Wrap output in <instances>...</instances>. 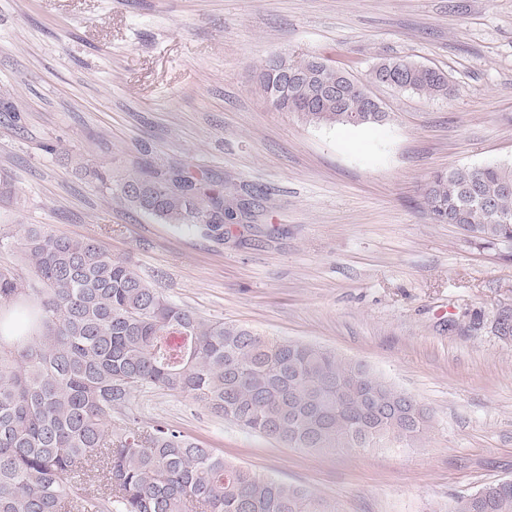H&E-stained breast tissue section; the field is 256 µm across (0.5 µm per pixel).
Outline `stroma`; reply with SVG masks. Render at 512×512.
Returning a JSON list of instances; mask_svg holds the SVG:
<instances>
[{
  "mask_svg": "<svg viewBox=\"0 0 512 512\" xmlns=\"http://www.w3.org/2000/svg\"><path fill=\"white\" fill-rule=\"evenodd\" d=\"M366 78L407 56L452 95L372 86L388 120L322 127L267 101L271 53ZM175 161L234 185L225 241L128 208L90 176ZM512 165V0H0V224L102 241L174 303L364 362L427 408L410 448L312 452L161 389L132 408L339 512H444L512 479V247L433 223L431 173Z\"/></svg>",
  "mask_w": 512,
  "mask_h": 512,
  "instance_id": "35a3bbf8",
  "label": "stroma"
}]
</instances>
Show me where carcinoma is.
<instances>
[{
    "label": "carcinoma",
    "mask_w": 512,
    "mask_h": 512,
    "mask_svg": "<svg viewBox=\"0 0 512 512\" xmlns=\"http://www.w3.org/2000/svg\"><path fill=\"white\" fill-rule=\"evenodd\" d=\"M274 53L259 75L275 109L314 126H364L369 84L446 97L448 76L405 57L382 58L368 81ZM120 202L166 224L224 242L236 198L183 164L136 167L116 185ZM423 199L437 224L481 246L512 244V165L439 171ZM0 512H337L315 493L234 465L168 425H145L128 405L158 388L290 448L410 447L428 412L361 361L318 346L213 321L167 300L92 238L56 237L42 225H0ZM125 410L112 421V414ZM446 512H512V482L460 496Z\"/></svg>",
    "instance_id": "carcinoma-1"
}]
</instances>
